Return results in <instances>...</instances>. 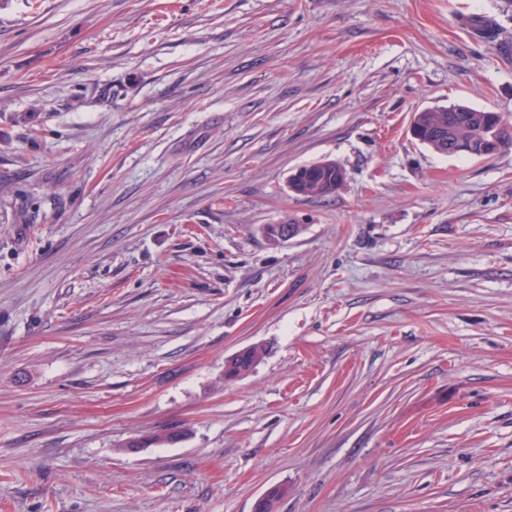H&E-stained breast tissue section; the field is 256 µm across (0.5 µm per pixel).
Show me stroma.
Returning a JSON list of instances; mask_svg holds the SVG:
<instances>
[{
  "mask_svg": "<svg viewBox=\"0 0 512 512\" xmlns=\"http://www.w3.org/2000/svg\"><path fill=\"white\" fill-rule=\"evenodd\" d=\"M451 103L512 123V0H0V512H512V149ZM411 125L416 130L415 140L440 154L449 155L447 140L450 139L458 141L450 148L451 153L462 152L464 146L459 142L471 143L470 152L457 154L469 157L491 156L512 147L511 124L497 112L467 105L423 109L414 113ZM485 140L494 141V149L484 150L482 143ZM337 165V166H336ZM312 166L310 169H305L304 179L299 189L295 192L298 196L325 198L334 195L343 185L345 180L344 170L332 160H323L315 164L306 165ZM339 166V167H338ZM336 169L335 184L339 183L343 176L344 179L337 185L333 186L331 179L332 174ZM327 170H332L330 175H327ZM262 358V349L258 346H253L238 352L233 358L229 360L232 362L231 375L225 377L227 379H236L253 367H255Z\"/></svg>",
  "mask_w": 512,
  "mask_h": 512,
  "instance_id": "1",
  "label": "stroma"
}]
</instances>
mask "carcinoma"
Segmentation results:
<instances>
[{
	"label": "carcinoma",
	"instance_id": "carcinoma-1",
	"mask_svg": "<svg viewBox=\"0 0 512 512\" xmlns=\"http://www.w3.org/2000/svg\"><path fill=\"white\" fill-rule=\"evenodd\" d=\"M411 125L416 140L440 154H449L447 141L454 139L469 144V157L491 156L512 147V125L497 112L477 109L462 104L436 106L414 113ZM336 162L323 160L304 171V179L296 194L304 197L325 198L334 195L340 186L332 185L329 170ZM262 358V349L253 346L238 352L233 358L230 378L246 374Z\"/></svg>",
	"mask_w": 512,
	"mask_h": 512
}]
</instances>
